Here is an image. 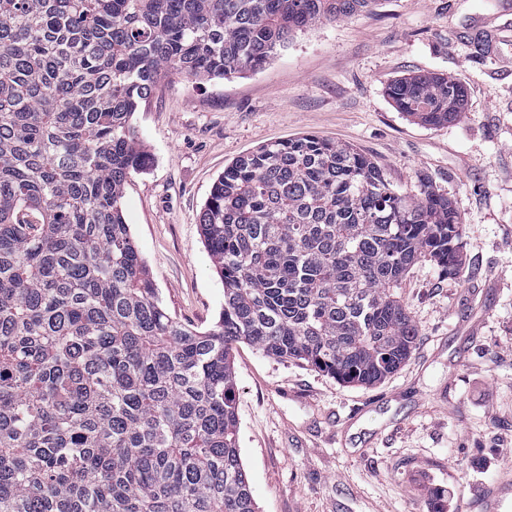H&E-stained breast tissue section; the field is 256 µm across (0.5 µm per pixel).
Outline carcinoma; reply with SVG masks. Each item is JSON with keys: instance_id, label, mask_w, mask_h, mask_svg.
Masks as SVG:
<instances>
[{"instance_id": "1", "label": "carcinoma", "mask_w": 512, "mask_h": 512, "mask_svg": "<svg viewBox=\"0 0 512 512\" xmlns=\"http://www.w3.org/2000/svg\"><path fill=\"white\" fill-rule=\"evenodd\" d=\"M373 2L0 0V512H257L237 344L366 386L411 357L406 273L463 271L459 213L431 186L400 193L311 134L237 157L200 218L224 285L207 330L162 305L123 210L156 86L257 71ZM387 94L441 126L465 88L420 74Z\"/></svg>"}]
</instances>
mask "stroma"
Masks as SVG:
<instances>
[{
    "label": "stroma",
    "instance_id": "1",
    "mask_svg": "<svg viewBox=\"0 0 512 512\" xmlns=\"http://www.w3.org/2000/svg\"><path fill=\"white\" fill-rule=\"evenodd\" d=\"M512 0H374L297 33L263 69L217 82L172 77L133 117L151 163L124 216L158 297L211 327L224 287L199 217L237 156L304 134L347 144L394 189L422 177L463 224L461 276L416 263L399 294L418 328L400 369L343 384L241 343L239 450L259 512H463L512 476ZM467 90L460 120L424 126L386 94L409 74Z\"/></svg>",
    "mask_w": 512,
    "mask_h": 512
}]
</instances>
